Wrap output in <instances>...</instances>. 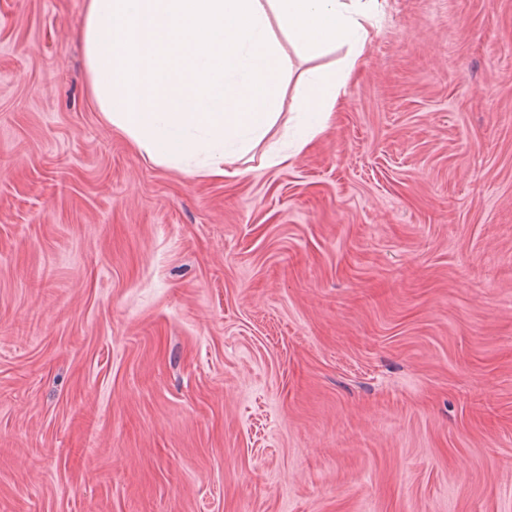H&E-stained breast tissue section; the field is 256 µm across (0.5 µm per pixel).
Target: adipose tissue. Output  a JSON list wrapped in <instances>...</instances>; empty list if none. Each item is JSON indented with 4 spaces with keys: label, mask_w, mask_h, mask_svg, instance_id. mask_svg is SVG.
<instances>
[{
    "label": "adipose tissue",
    "mask_w": 512,
    "mask_h": 512,
    "mask_svg": "<svg viewBox=\"0 0 512 512\" xmlns=\"http://www.w3.org/2000/svg\"><path fill=\"white\" fill-rule=\"evenodd\" d=\"M380 0H87L80 21L92 100L156 163L200 158L224 177L226 148L260 142L289 74L279 39L336 69L300 75L297 146L335 112L357 70Z\"/></svg>",
    "instance_id": "obj_1"
}]
</instances>
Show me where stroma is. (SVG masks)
<instances>
[{
  "instance_id": "obj_1",
  "label": "stroma",
  "mask_w": 512,
  "mask_h": 512,
  "mask_svg": "<svg viewBox=\"0 0 512 512\" xmlns=\"http://www.w3.org/2000/svg\"><path fill=\"white\" fill-rule=\"evenodd\" d=\"M0 0V512H512V0H385L326 126L224 178Z\"/></svg>"
}]
</instances>
